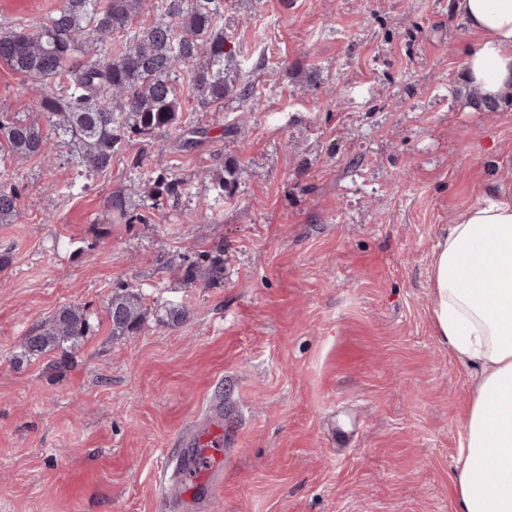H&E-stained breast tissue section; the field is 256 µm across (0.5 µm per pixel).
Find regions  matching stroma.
Listing matches in <instances>:
<instances>
[{
    "instance_id": "obj_1",
    "label": "stroma",
    "mask_w": 512,
    "mask_h": 512,
    "mask_svg": "<svg viewBox=\"0 0 512 512\" xmlns=\"http://www.w3.org/2000/svg\"><path fill=\"white\" fill-rule=\"evenodd\" d=\"M224 30L260 101L201 110L181 83L192 147L135 140L89 179L62 145L0 156L20 195L0 224V512H454L477 376L434 332L431 256L489 183L512 188V102L471 103L450 0H224ZM38 96L0 65V111L42 121ZM161 175L178 198L152 196ZM208 256L218 280L187 286ZM121 286L145 311L115 340ZM65 306L93 326L69 369L21 359ZM216 400L223 482L158 497Z\"/></svg>"
}]
</instances>
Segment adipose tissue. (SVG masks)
Returning <instances> with one entry per match:
<instances>
[{
  "label": "adipose tissue",
  "mask_w": 512,
  "mask_h": 512,
  "mask_svg": "<svg viewBox=\"0 0 512 512\" xmlns=\"http://www.w3.org/2000/svg\"><path fill=\"white\" fill-rule=\"evenodd\" d=\"M473 43L462 80L512 97V0H451ZM429 287L440 341L478 373L456 463L455 512H512V190L487 186L440 231Z\"/></svg>",
  "instance_id": "adipose-tissue-1"
}]
</instances>
